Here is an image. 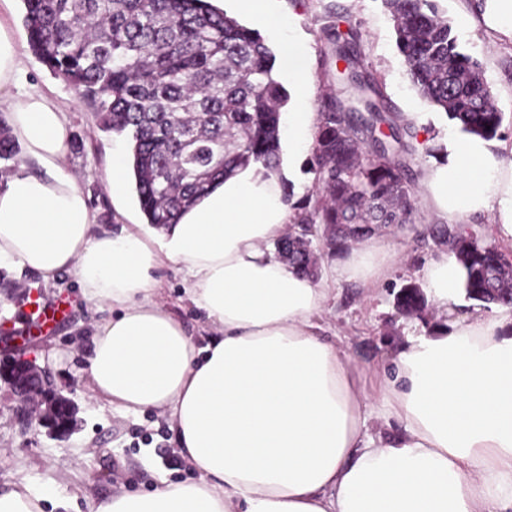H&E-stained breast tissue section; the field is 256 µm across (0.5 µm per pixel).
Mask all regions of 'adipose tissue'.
I'll return each instance as SVG.
<instances>
[{
    "label": "adipose tissue",
    "mask_w": 512,
    "mask_h": 512,
    "mask_svg": "<svg viewBox=\"0 0 512 512\" xmlns=\"http://www.w3.org/2000/svg\"><path fill=\"white\" fill-rule=\"evenodd\" d=\"M19 28L0 23V90L20 88ZM9 125L34 172L0 182V268L43 283L74 273L84 302L111 308L93 326L89 392L112 407L170 415L195 476L159 477L94 512H512V310H475L411 338L378 369L372 408L347 356L317 321L337 279L377 286L398 251L375 232L329 275L301 274L267 253L286 226L281 182L250 166L217 185L177 224L96 231L62 161L66 120L49 96L22 91ZM426 187L449 224L497 200L512 241V162L486 140L455 142ZM179 265L183 294L215 329L197 345L159 301L154 269ZM445 253L423 270L436 307L463 290ZM399 435H370L373 412ZM48 488L21 478L0 512H44Z\"/></svg>",
    "instance_id": "obj_1"
}]
</instances>
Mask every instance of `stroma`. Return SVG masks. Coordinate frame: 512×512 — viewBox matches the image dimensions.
<instances>
[{"label":"stroma","instance_id":"stroma-1","mask_svg":"<svg viewBox=\"0 0 512 512\" xmlns=\"http://www.w3.org/2000/svg\"><path fill=\"white\" fill-rule=\"evenodd\" d=\"M451 22L460 49L477 57L504 114L494 149L512 160V38L488 26L477 0H434ZM336 5L339 29L356 28L365 69L385 85L388 101L402 123L413 126L415 152L410 162L415 174V221L402 226L386 225L382 232L400 250L401 256L384 282L375 289L357 280H340L318 322L324 336L336 342L359 370L391 363L407 337L421 334L437 320L433 302L418 314L401 310L396 303L400 288L421 283L424 266L440 251L428 235L439 224L438 209L426 189L428 172L447 162L449 136L460 129L438 108L422 100L413 89L403 57L395 44L394 22L382 0H277V22L259 32L275 54L274 76L288 90L290 112H315L330 96L339 94L335 77L323 63L328 47L325 8ZM295 47L309 80L307 93H300L297 75L283 57ZM25 88L50 96L66 115L67 147L64 167L84 192L98 232L119 233L123 227L140 224L144 216L135 192L112 197L107 189L115 148L127 146L125 137L103 132L94 110L77 100L64 82L54 77L30 51L22 53ZM312 151L294 155L284 183L290 189L288 209H295L313 190L316 175ZM161 283L162 301L194 337L213 335L200 311L183 295V273L165 264L155 270ZM37 288L50 303L65 297L71 302L66 320L49 334L28 341L0 342V361L24 353L47 369L56 389L70 397L77 408V427L67 437L50 436L47 429L22 432L15 418L17 405L10 388L0 381V448L9 449L0 463V491L11 489L20 476L37 485L47 484L55 498L65 500L62 512H90L94 502L118 490L151 491L158 473L172 481L188 479L190 473L173 452L172 421L155 412L124 413L90 398L87 390L88 358L92 350V325L102 318L100 310L80 299V284L74 274L62 275L53 285L39 284L37 277L20 278L10 270L0 271V321L20 319L25 289Z\"/></svg>","mask_w":512,"mask_h":512}]
</instances>
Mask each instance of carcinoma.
<instances>
[{"label": "carcinoma", "mask_w": 512, "mask_h": 512, "mask_svg": "<svg viewBox=\"0 0 512 512\" xmlns=\"http://www.w3.org/2000/svg\"><path fill=\"white\" fill-rule=\"evenodd\" d=\"M396 45L418 94L465 133L492 140L503 112L483 68L458 50L433 0H383ZM35 58L91 104L105 132L130 143L129 164L147 223L168 227L237 172L280 165L281 109L289 94L273 77L275 56L260 34L208 0H23ZM354 28L337 31L327 55L340 97L319 111L313 146L315 190L298 207L304 231L277 243L306 275L316 259L311 225L341 253L368 224H407L414 209L410 126L398 124L382 85L363 67ZM435 241L458 256L470 300L512 305L504 254L464 225H441ZM399 307L418 312L424 295L408 283Z\"/></svg>", "instance_id": "carcinoma-1"}]
</instances>
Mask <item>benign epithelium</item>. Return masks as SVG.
<instances>
[{"label":"benign epithelium","instance_id":"benign-epithelium-1","mask_svg":"<svg viewBox=\"0 0 512 512\" xmlns=\"http://www.w3.org/2000/svg\"><path fill=\"white\" fill-rule=\"evenodd\" d=\"M11 391L18 398L17 419L22 428L45 427L66 435L76 426L73 400L55 390L47 372L33 361L18 357L10 360Z\"/></svg>","mask_w":512,"mask_h":512}]
</instances>
